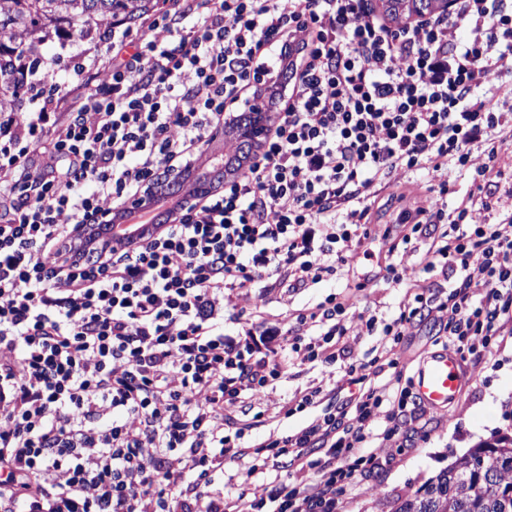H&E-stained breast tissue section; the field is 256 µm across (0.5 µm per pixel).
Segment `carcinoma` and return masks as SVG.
I'll return each instance as SVG.
<instances>
[{
	"mask_svg": "<svg viewBox=\"0 0 512 512\" xmlns=\"http://www.w3.org/2000/svg\"><path fill=\"white\" fill-rule=\"evenodd\" d=\"M166 0H0V114L25 109V79L39 65L38 49L52 41L90 37L116 21L135 22ZM444 0H378L391 21L443 9ZM253 139L239 140L232 154L214 162L204 178H218L249 156ZM392 512H512V435L480 444Z\"/></svg>",
	"mask_w": 512,
	"mask_h": 512,
	"instance_id": "1",
	"label": "carcinoma"
}]
</instances>
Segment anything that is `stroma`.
<instances>
[{
  "label": "stroma",
  "mask_w": 512,
  "mask_h": 512,
  "mask_svg": "<svg viewBox=\"0 0 512 512\" xmlns=\"http://www.w3.org/2000/svg\"><path fill=\"white\" fill-rule=\"evenodd\" d=\"M110 37L109 31H97L91 38L44 50L42 56L57 58L63 74L78 91L82 88L83 78L76 74V67H90L95 58L102 56ZM430 185V175L419 170L398 172L372 186L369 215L372 235L365 243L364 254L353 258L348 265V282H324L292 297L276 288L262 301L253 294L242 295L235 300L238 310L255 322L266 318L284 324L295 310L311 305L327 294H341L347 304L350 327L347 347L353 358L367 363L372 347L382 345L385 338L378 334L367 335L366 319L372 315L382 321L390 319L426 283L423 264L429 241L423 239L395 251L391 248L390 232L398 207L422 204ZM391 263L400 273L399 282L387 278L386 267ZM504 343L505 349L496 356L494 365H465L467 381L448 408L439 410L419 405L417 421L403 424L402 439L376 441L375 453L386 459L387 465L378 477L360 479L347 489L342 512H391L394 500L412 496L426 481L479 444L512 433L511 334L505 335ZM446 347L445 337L438 335L433 323L408 325L398 347L403 377H412L424 358ZM317 387L335 391L341 399L357 394L360 389L359 384L342 382L337 370L311 364L292 366L276 390L259 404L268 414L265 425L246 432V439L296 431L305 423L306 414L287 417L278 414L276 407L281 402L296 404ZM248 466L245 460L225 461L223 474L216 477L217 482L223 483L225 493L235 495L243 491L251 499L265 497L272 472L251 475L247 472Z\"/></svg>",
  "instance_id": "obj_1"
}]
</instances>
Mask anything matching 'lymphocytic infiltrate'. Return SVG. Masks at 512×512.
<instances>
[{"label":"lymphocytic infiltrate","mask_w":512,"mask_h":512,"mask_svg":"<svg viewBox=\"0 0 512 512\" xmlns=\"http://www.w3.org/2000/svg\"><path fill=\"white\" fill-rule=\"evenodd\" d=\"M161 27L114 36L106 83L88 76L78 94L47 62L49 93L0 124V512H337L344 490L382 469L371 444L416 417L412 382L377 378L397 367L406 327L431 321L461 361L488 363L512 322V213L474 220L494 209L486 179L497 134L512 129L485 89L512 61V0H451L401 26L371 0H176ZM291 56L299 82L287 104L272 101L261 155L222 194L137 253L69 264L60 243L73 226L189 162L228 102L253 97L260 72L287 78ZM479 146L474 193L449 206L448 169L470 168ZM419 169L435 183L400 210V244L447 225L423 270L448 287L429 284L385 324L368 317L367 333L391 339L376 376L349 360L333 294L284 330L232 313L240 334L225 335L228 292L341 278L370 237L374 181ZM294 361L365 388L340 402L312 389L296 406L313 411L307 426L245 445L238 415L261 422L254 401ZM228 456L250 458L252 474L280 468L265 498L215 488Z\"/></svg>","instance_id":"1"}]
</instances>
